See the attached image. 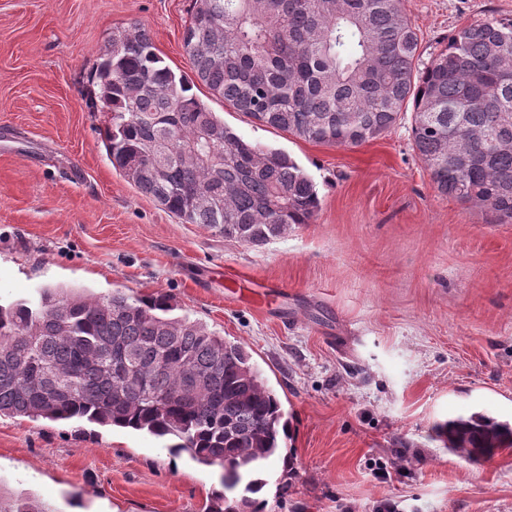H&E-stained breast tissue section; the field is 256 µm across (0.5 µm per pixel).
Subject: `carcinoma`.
<instances>
[{
  "instance_id": "carcinoma-1",
  "label": "carcinoma",
  "mask_w": 512,
  "mask_h": 512,
  "mask_svg": "<svg viewBox=\"0 0 512 512\" xmlns=\"http://www.w3.org/2000/svg\"><path fill=\"white\" fill-rule=\"evenodd\" d=\"M191 2L183 47L212 95L262 126L345 148L388 132L410 104L414 147L438 193L512 224V120L502 118L512 114V17L458 28L421 65L402 0ZM92 85L93 104L109 113L112 166L181 223L259 247L313 222L320 198L305 170L226 126L139 25L112 31ZM173 311L163 296L119 290L43 288L0 305V417L172 436L171 455L220 467L227 491L244 486L208 512H258L249 495L265 482L248 475L280 452L295 473L280 399L243 346ZM435 434L477 461L512 449V425L480 413ZM0 512L46 510L0 496Z\"/></svg>"
}]
</instances>
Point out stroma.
Returning a JSON list of instances; mask_svg holds the SVG:
<instances>
[{
  "mask_svg": "<svg viewBox=\"0 0 512 512\" xmlns=\"http://www.w3.org/2000/svg\"><path fill=\"white\" fill-rule=\"evenodd\" d=\"M190 0H0V303L43 287L169 297L252 354L292 427L296 474L266 462L261 512H512V450L474 462L437 423L512 424V224L440 196L410 119L337 148L251 123L192 92L244 139L313 179V223L249 248L182 224L115 170L90 108L113 29L138 23L190 72ZM429 62L512 0H404ZM145 431L0 418V496L51 512H205L221 472Z\"/></svg>",
  "mask_w": 512,
  "mask_h": 512,
  "instance_id": "1",
  "label": "stroma"
}]
</instances>
